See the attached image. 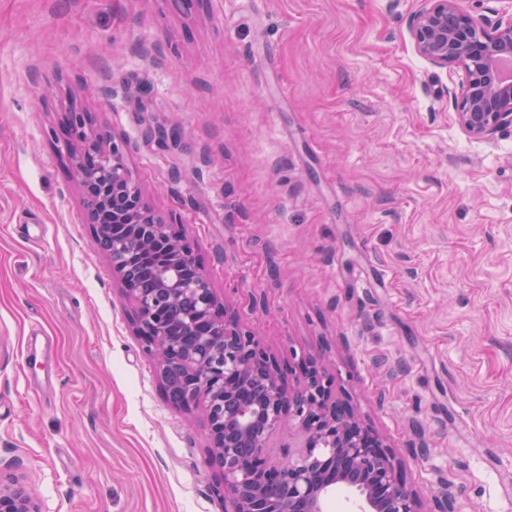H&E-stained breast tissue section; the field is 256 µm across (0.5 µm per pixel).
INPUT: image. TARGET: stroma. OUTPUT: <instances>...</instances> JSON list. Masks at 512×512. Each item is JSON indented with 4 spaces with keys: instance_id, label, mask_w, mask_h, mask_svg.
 <instances>
[{
    "instance_id": "1",
    "label": "stroma",
    "mask_w": 512,
    "mask_h": 512,
    "mask_svg": "<svg viewBox=\"0 0 512 512\" xmlns=\"http://www.w3.org/2000/svg\"><path fill=\"white\" fill-rule=\"evenodd\" d=\"M424 5L0 0V472L42 512H224L203 418L162 393L82 220L68 95L135 142L271 356L317 360L423 496L444 477L455 512H512V128L459 126Z\"/></svg>"
}]
</instances>
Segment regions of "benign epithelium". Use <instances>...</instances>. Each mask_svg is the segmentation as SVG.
Segmentation results:
<instances>
[{
	"label": "benign epithelium",
	"instance_id": "1",
	"mask_svg": "<svg viewBox=\"0 0 512 512\" xmlns=\"http://www.w3.org/2000/svg\"><path fill=\"white\" fill-rule=\"evenodd\" d=\"M429 2L410 33L420 56L463 72L454 96L458 124L478 139L512 126V79L497 76L499 64L512 59V0H503L493 22L471 14L462 0ZM64 108L67 161L85 223L112 262L134 332L156 360L158 384L178 367L174 404L203 415L224 512H325L340 484L357 492L354 512H453L446 486L434 508H424L391 447L340 399L334 378L316 361L303 357L281 368L229 313L173 228L177 220L146 201L127 163L134 145L93 124L73 99ZM284 423L294 426L301 451L273 458L269 443ZM0 512L42 510L10 477L0 478Z\"/></svg>",
	"mask_w": 512,
	"mask_h": 512
}]
</instances>
